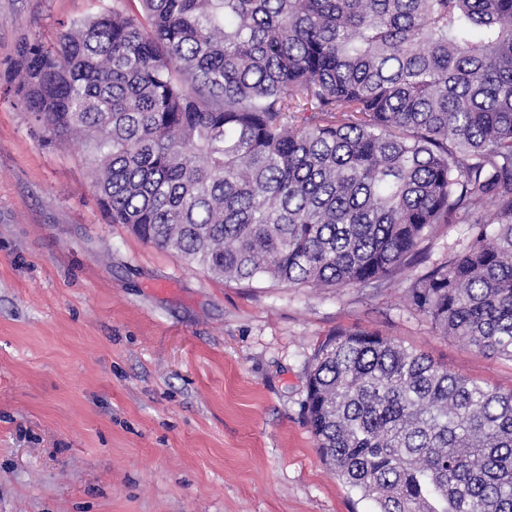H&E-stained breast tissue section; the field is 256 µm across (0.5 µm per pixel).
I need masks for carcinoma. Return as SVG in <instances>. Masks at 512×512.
<instances>
[{
    "instance_id": "1",
    "label": "carcinoma",
    "mask_w": 512,
    "mask_h": 512,
    "mask_svg": "<svg viewBox=\"0 0 512 512\" xmlns=\"http://www.w3.org/2000/svg\"><path fill=\"white\" fill-rule=\"evenodd\" d=\"M10 91L112 223L214 279L364 287L468 225L407 305L512 361V0H121L20 42ZM305 409L378 512H512V390L338 331Z\"/></svg>"
}]
</instances>
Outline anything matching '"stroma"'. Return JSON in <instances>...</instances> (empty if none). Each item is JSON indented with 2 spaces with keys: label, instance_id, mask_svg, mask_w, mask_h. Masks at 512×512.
I'll return each mask as SVG.
<instances>
[{
  "label": "stroma",
  "instance_id": "obj_1",
  "mask_svg": "<svg viewBox=\"0 0 512 512\" xmlns=\"http://www.w3.org/2000/svg\"><path fill=\"white\" fill-rule=\"evenodd\" d=\"M114 0H0V512H375L322 461L304 411L339 330L512 388V361L365 288L211 278L109 223L85 151L41 147L7 91L17 44Z\"/></svg>",
  "mask_w": 512,
  "mask_h": 512
}]
</instances>
